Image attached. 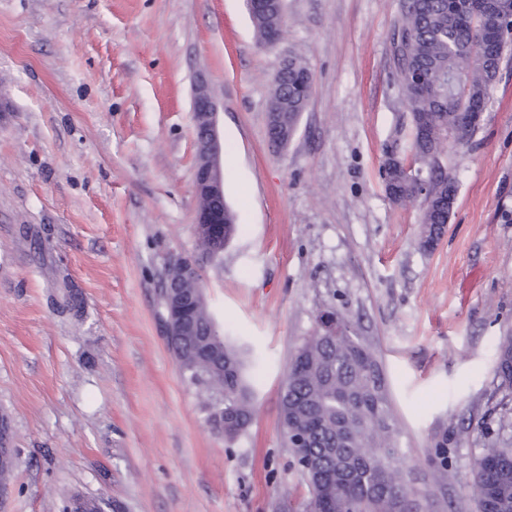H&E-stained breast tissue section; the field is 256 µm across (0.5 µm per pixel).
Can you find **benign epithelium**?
I'll use <instances>...</instances> for the list:
<instances>
[{"mask_svg": "<svg viewBox=\"0 0 512 512\" xmlns=\"http://www.w3.org/2000/svg\"><path fill=\"white\" fill-rule=\"evenodd\" d=\"M193 118L195 146L197 148L194 171V193L197 199L195 218L196 234L209 238L216 250H224V146L218 129V103L209 90L205 76H197L193 88ZM267 124L281 133L285 142H290L295 131L288 130L279 112H268ZM166 270L172 272L165 284L167 307L161 316L163 336L171 335L183 323L182 295L178 288H189L198 282L199 269L196 262L176 257L168 262ZM15 448L9 421L0 420V463L14 460Z\"/></svg>", "mask_w": 512, "mask_h": 512, "instance_id": "1", "label": "benign epithelium"}]
</instances>
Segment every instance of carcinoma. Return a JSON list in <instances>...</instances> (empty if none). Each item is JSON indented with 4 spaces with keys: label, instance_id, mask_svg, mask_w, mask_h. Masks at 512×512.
Returning a JSON list of instances; mask_svg holds the SVG:
<instances>
[{
    "label": "carcinoma",
    "instance_id": "carcinoma-1",
    "mask_svg": "<svg viewBox=\"0 0 512 512\" xmlns=\"http://www.w3.org/2000/svg\"><path fill=\"white\" fill-rule=\"evenodd\" d=\"M499 15L475 16L467 0H405L392 32V55L399 92L412 123L425 124V135L412 138L401 163L387 162L394 190L391 202L412 195L405 165L423 170L428 180L421 199L424 231L445 225L456 194L455 178L445 156L448 136L461 130L467 113H482L507 61L512 0H501ZM251 20L256 39L278 34L282 14L260 2ZM313 75L304 62L288 57L272 80L270 110L285 113L288 129L306 111ZM215 321L206 299L195 301L186 325L166 338L181 376L205 396L208 423L216 431L224 419L235 440L250 426L254 404L244 378L241 353L224 335L213 333ZM496 375L512 390V336L497 347ZM279 413L283 431L304 437L293 452L315 469L308 477L310 512H395L396 501L414 497L410 475L401 462L395 418L383 368L375 353L340 323L336 333L318 332L298 347L282 386ZM471 493L479 512H512V448H485L475 462ZM106 502L77 496L66 512H104Z\"/></svg>",
    "mask_w": 512,
    "mask_h": 512
}]
</instances>
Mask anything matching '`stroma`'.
Listing matches in <instances>:
<instances>
[{
  "instance_id": "obj_1",
  "label": "stroma",
  "mask_w": 512,
  "mask_h": 512,
  "mask_svg": "<svg viewBox=\"0 0 512 512\" xmlns=\"http://www.w3.org/2000/svg\"><path fill=\"white\" fill-rule=\"evenodd\" d=\"M403 0H286L258 46L244 0H0V413L18 457L0 512H308L280 390L334 311L381 360L415 480L444 444L434 512H479L483 449L512 447L495 373L512 336V63L446 162L449 222L419 245V201L380 167L410 110L391 36ZM312 96L286 149L266 106L282 59ZM220 104L224 193L238 230L201 261L192 86ZM200 260L219 331L246 353L255 416L214 431L159 325L166 262Z\"/></svg>"
}]
</instances>
